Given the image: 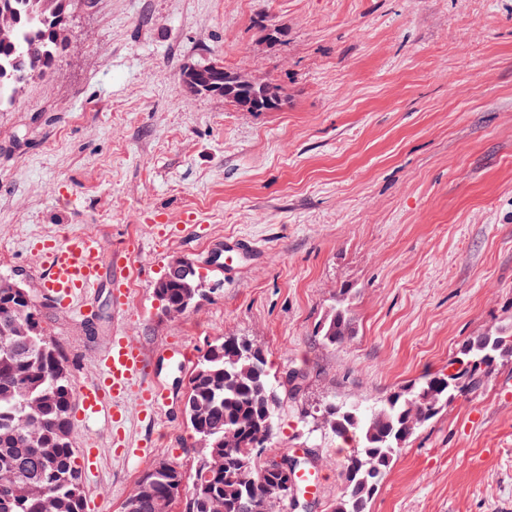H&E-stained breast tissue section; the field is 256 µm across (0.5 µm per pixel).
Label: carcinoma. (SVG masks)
I'll return each instance as SVG.
<instances>
[{
  "label": "carcinoma",
  "instance_id": "cac0c4a2",
  "mask_svg": "<svg viewBox=\"0 0 512 512\" xmlns=\"http://www.w3.org/2000/svg\"><path fill=\"white\" fill-rule=\"evenodd\" d=\"M72 0H0V108L17 101L16 76L44 78L66 53ZM164 313L180 317L205 294L196 270L154 288ZM349 289L342 288L317 336L345 340ZM512 355V332L484 336L448 362V372L391 393L372 406L333 398L302 409L355 446L334 512H369L398 451L457 395L475 389L482 369ZM72 373L45 333L29 290L0 288V512H84L71 422ZM278 399L261 348L225 335L190 371L184 415L199 448L192 477L162 460L140 476L123 512H288L295 473L274 470L263 454L276 435Z\"/></svg>",
  "mask_w": 512,
  "mask_h": 512
}]
</instances>
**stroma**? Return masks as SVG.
<instances>
[{
	"instance_id": "stroma-1",
	"label": "stroma",
	"mask_w": 512,
	"mask_h": 512,
	"mask_svg": "<svg viewBox=\"0 0 512 512\" xmlns=\"http://www.w3.org/2000/svg\"><path fill=\"white\" fill-rule=\"evenodd\" d=\"M265 24L287 42L260 44ZM70 27L51 75L0 109V274L39 293L36 241L88 233L131 261L123 310L102 287L40 301L43 326L76 387L114 332L142 346L171 392L156 457L179 449L188 473V369L168 350L249 339L279 397L269 454L308 449L307 512H332L351 448L302 404L383 399L512 326V0H73ZM209 61L276 80L286 105L187 93L184 68ZM239 237L259 251L228 275ZM177 257L208 293L170 318L154 286ZM343 287L350 333L328 347L317 326ZM76 434L99 450L85 498L121 512L146 463L112 454L106 417ZM369 512H512V360L410 438Z\"/></svg>"
}]
</instances>
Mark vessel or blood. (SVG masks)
I'll list each match as a JSON object with an SVG mask.
<instances>
[{
    "label": "vessel or blood",
    "instance_id": "obj_1",
    "mask_svg": "<svg viewBox=\"0 0 512 512\" xmlns=\"http://www.w3.org/2000/svg\"><path fill=\"white\" fill-rule=\"evenodd\" d=\"M37 248L46 273L43 296L59 306L70 307L104 287L114 305H124L129 296L128 275L119 270L105 275V246L95 236L78 235L58 241L46 239ZM147 357L143 348L125 336L114 333L98 359V372L93 381L78 392L80 407L76 418L89 423L101 412H108L112 423L115 456L146 462L154 453L152 436L130 445L125 434L122 402L135 395L140 405L142 423H153L158 411L169 401L167 389L146 376Z\"/></svg>",
    "mask_w": 512,
    "mask_h": 512
}]
</instances>
